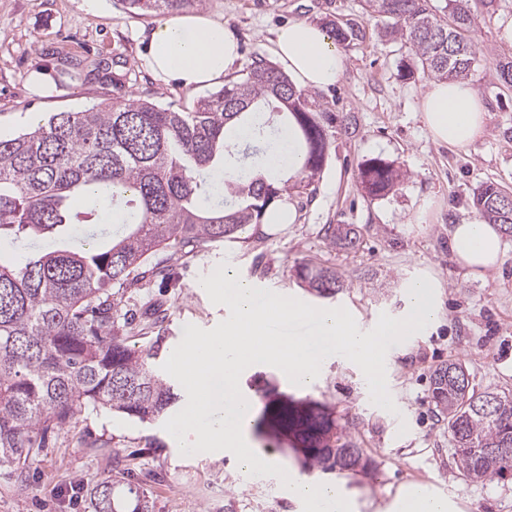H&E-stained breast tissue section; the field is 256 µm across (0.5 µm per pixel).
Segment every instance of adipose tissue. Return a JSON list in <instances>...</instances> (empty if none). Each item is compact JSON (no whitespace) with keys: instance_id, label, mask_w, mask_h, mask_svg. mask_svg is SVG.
Segmentation results:
<instances>
[{"instance_id":"1","label":"adipose tissue","mask_w":512,"mask_h":512,"mask_svg":"<svg viewBox=\"0 0 512 512\" xmlns=\"http://www.w3.org/2000/svg\"><path fill=\"white\" fill-rule=\"evenodd\" d=\"M273 53L295 85L324 89L336 84L345 69L341 47L321 26L295 21L275 32ZM238 57V46L223 22L206 14H186L161 21L150 37L148 65L164 81L189 91L222 83ZM433 139L463 147L482 135L486 109L477 89L461 80L433 82L421 102ZM448 245L465 267L480 272L502 264V235L479 215L452 225ZM386 512H460L452 499L434 494L426 485L402 486Z\"/></svg>"}]
</instances>
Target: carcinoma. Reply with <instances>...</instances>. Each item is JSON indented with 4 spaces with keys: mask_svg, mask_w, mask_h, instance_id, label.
<instances>
[{
    "mask_svg": "<svg viewBox=\"0 0 512 512\" xmlns=\"http://www.w3.org/2000/svg\"><path fill=\"white\" fill-rule=\"evenodd\" d=\"M127 9L178 15L204 0H121ZM391 21L389 34L412 46L430 76H468L475 60L474 18L453 0L438 18L428 0H365ZM279 124L293 132L304 158L294 183L265 172L276 140L261 156L231 162L240 132L258 136ZM329 142L315 99L277 67L253 62L245 76L180 112L145 99L104 102L78 112H54L34 128L0 138V240L54 236L59 229L122 224L121 234L88 248L63 242L21 262L0 259V472L27 473L51 438L81 409H109L142 422L165 415L180 400L150 359L159 344L138 350L126 343L132 319L121 313L125 288L146 278L143 267L163 251L194 253L234 239L263 223L284 192L309 189L322 171ZM368 193L391 191L402 178L373 159L360 171ZM225 191L229 209L206 201ZM509 195L496 182L474 192L489 224L512 237ZM329 243H354L347 224L325 228ZM297 277L320 298H333L344 281L332 267L304 263ZM438 415L447 421L457 469L470 482L512 475V397L476 394L470 374L449 361L430 375ZM269 434L288 436L304 464L323 473L368 470L364 451L343 439L323 403L289 397L264 408ZM93 512H123L114 483L86 489Z\"/></svg>",
    "mask_w": 512,
    "mask_h": 512,
    "instance_id": "cac0c4a2",
    "label": "carcinoma"
}]
</instances>
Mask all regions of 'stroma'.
Returning <instances> with one entry per match:
<instances>
[{
	"label": "stroma",
	"instance_id": "obj_1",
	"mask_svg": "<svg viewBox=\"0 0 512 512\" xmlns=\"http://www.w3.org/2000/svg\"><path fill=\"white\" fill-rule=\"evenodd\" d=\"M469 6L476 47L469 79L486 105V127L470 145L451 148L432 139L420 111L430 77L417 70L409 45L386 37L384 20L364 0H205L204 13L220 19L239 45L231 80L255 60L273 61V32L290 22L333 20L358 29V38L343 46L341 80L318 93L322 109L336 115L327 130L328 158L312 193L286 194L296 208L294 223L262 224L190 256L164 254L170 280L129 288L123 296L137 312L164 311V323L151 334L135 331L128 338L145 348L162 337L155 359L161 365L186 325L208 330L228 318L225 306L199 286L223 262L278 294L345 308L364 328L380 314H403L408 282L423 274L435 278L436 323L390 348L386 379L396 412L373 405L361 369L342 359L325 365L304 392L333 409L337 425L373 463L347 474L358 512H383L408 482L451 497L462 512H512L511 479L472 483L460 475L447 424L429 392L432 371L453 359L466 366L476 392L512 393V238L504 241V263L484 273L461 267L448 246L449 227L475 213L473 194L481 183L512 192V86L499 80L500 65L512 62V42L502 37L512 25V0H470ZM157 20L126 10L121 0H104L96 12L83 0H0V137L25 132L36 115L136 96L192 108L196 94L147 67ZM42 78L49 93L33 87ZM374 158L406 174L382 196L369 195L359 179L361 165ZM326 224L350 225L357 245H331ZM309 261L335 268L343 292L311 299L295 273ZM240 384L258 415L267 402L296 393L277 368L264 364L245 372ZM163 425L82 410L31 466L26 483L0 477V512H85L80 488L108 478L116 495L132 486L143 491L153 512H303L278 477L247 475L226 457L182 455Z\"/></svg>",
	"mask_w": 512,
	"mask_h": 512
}]
</instances>
